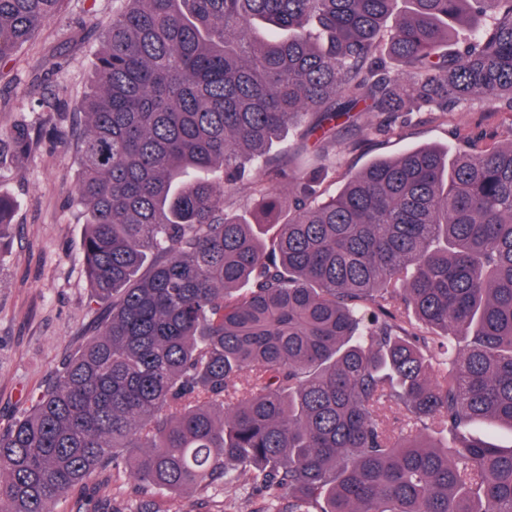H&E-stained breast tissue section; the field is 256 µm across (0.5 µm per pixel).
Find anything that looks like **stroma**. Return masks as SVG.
<instances>
[{"mask_svg": "<svg viewBox=\"0 0 512 512\" xmlns=\"http://www.w3.org/2000/svg\"><path fill=\"white\" fill-rule=\"evenodd\" d=\"M112 15V0H69L66 11L12 59L0 63V131L19 117L28 98L53 90L61 106L62 137L22 164H0V196L14 204L8 235L0 239V425L22 414L57 366L86 339L98 306L83 274V220L72 202L77 171L73 114L89 80L97 27ZM380 116L363 119L369 132L336 133V169L322 174L331 193L344 173L406 149L430 145L456 153L512 142V109L480 100L449 112H403L395 133H379ZM176 512H261L257 489L225 487L206 497L182 492Z\"/></svg>", "mask_w": 512, "mask_h": 512, "instance_id": "stroma-1", "label": "stroma"}]
</instances>
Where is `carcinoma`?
Masks as SVG:
<instances>
[{"instance_id":"obj_1","label":"carcinoma","mask_w":512,"mask_h":512,"mask_svg":"<svg viewBox=\"0 0 512 512\" xmlns=\"http://www.w3.org/2000/svg\"><path fill=\"white\" fill-rule=\"evenodd\" d=\"M65 2L0 0V62ZM406 2L115 0L73 198L100 312L0 427V512L76 488L173 512L228 485L262 512H512V446L474 433L512 428V146L315 189L340 124L512 104V0ZM19 112L0 160L60 131L52 95Z\"/></svg>"}]
</instances>
